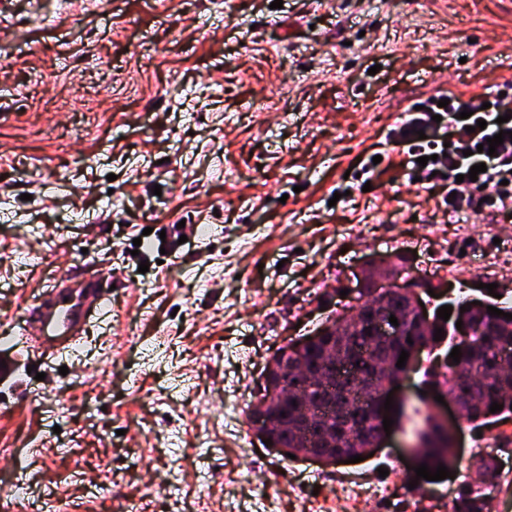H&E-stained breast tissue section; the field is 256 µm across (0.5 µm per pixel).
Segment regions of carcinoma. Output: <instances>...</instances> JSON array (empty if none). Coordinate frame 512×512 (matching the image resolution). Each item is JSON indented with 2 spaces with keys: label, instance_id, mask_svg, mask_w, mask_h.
Wrapping results in <instances>:
<instances>
[{
  "label": "carcinoma",
  "instance_id": "1",
  "mask_svg": "<svg viewBox=\"0 0 512 512\" xmlns=\"http://www.w3.org/2000/svg\"><path fill=\"white\" fill-rule=\"evenodd\" d=\"M452 313L446 321L433 316L434 322L430 335L425 340L437 348L441 342L434 340L435 329H442V339H450L448 349L460 347V362L455 363L444 354L443 362L437 369L425 372L424 383L448 390L459 402L462 419L474 426L493 424L504 415L512 416V355L505 357L501 350L512 349V320L504 316H494L487 308H468V302L451 303ZM467 307L461 311V307ZM392 312L402 318L401 342L397 346L384 349L383 362L391 369H397L396 363L401 351L410 347L407 338L419 335L414 320L410 317L407 300L396 297L390 302ZM462 320V327L471 331L469 336H449V329L456 328L457 320ZM371 320L366 319L352 328L338 327L321 336H313L307 344L290 343L278 348L274 357V365L268 370L265 394L262 399L269 402L265 407L257 406L251 410L255 415L262 411L275 410L288 415L293 421L295 406L279 400L276 391L286 382V366L295 361L305 363L309 368L321 374L304 389V401L317 412L309 426L303 431H271L268 437L277 448H286L291 454L299 448H334L336 456H341L344 449L336 446V428L339 421L348 423L344 441L349 443L348 449L357 451L363 447L365 430V405L353 385L336 374V365L326 360V352L336 350V357L348 360L364 381L363 395L370 394L374 389V381L381 377H373L374 362L378 360L375 347L372 346L368 330ZM502 405V409L492 413V403ZM417 415L420 422L414 430L419 435L430 422L427 411L421 405L409 403L405 405L402 417ZM421 462L427 464L429 470L436 471L438 465L453 464V459H445L444 449L425 448ZM488 497L480 488L471 484L463 485L458 497L455 498V512H487Z\"/></svg>",
  "mask_w": 512,
  "mask_h": 512
}]
</instances>
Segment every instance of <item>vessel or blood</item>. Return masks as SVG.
<instances>
[{
	"label": "vessel or blood",
	"instance_id": "vessel-or-blood-1",
	"mask_svg": "<svg viewBox=\"0 0 512 512\" xmlns=\"http://www.w3.org/2000/svg\"><path fill=\"white\" fill-rule=\"evenodd\" d=\"M109 304L97 280L76 276L48 282L27 307L26 317L40 328L43 354L62 355L75 348L93 315Z\"/></svg>",
	"mask_w": 512,
	"mask_h": 512
}]
</instances>
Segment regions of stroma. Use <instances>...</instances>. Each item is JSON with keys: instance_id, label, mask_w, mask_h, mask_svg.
<instances>
[{"instance_id": "1", "label": "stroma", "mask_w": 512, "mask_h": 512, "mask_svg": "<svg viewBox=\"0 0 512 512\" xmlns=\"http://www.w3.org/2000/svg\"><path fill=\"white\" fill-rule=\"evenodd\" d=\"M271 2L0 0V512H445L480 484L465 422L450 478L416 483L409 433L288 460L248 412L375 258L512 308V216L449 223L387 139L414 103L512 82V0ZM377 152L362 191L346 172ZM83 248L107 315L26 353V297Z\"/></svg>"}]
</instances>
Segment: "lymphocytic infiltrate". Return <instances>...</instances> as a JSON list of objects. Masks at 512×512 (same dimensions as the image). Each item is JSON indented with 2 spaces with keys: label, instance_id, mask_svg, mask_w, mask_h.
<instances>
[{
  "label": "lymphocytic infiltrate",
  "instance_id": "obj_1",
  "mask_svg": "<svg viewBox=\"0 0 512 512\" xmlns=\"http://www.w3.org/2000/svg\"><path fill=\"white\" fill-rule=\"evenodd\" d=\"M464 103L439 106L437 98L423 101L421 109L411 110L408 119L399 124L392 136L407 149V161L410 163V177L421 178L422 182L439 185L445 192L443 201L449 211L460 209L456 192L469 191L470 207H478L479 189H486L488 203L505 210L512 209V93L496 95L489 108L481 105L470 107L473 114L462 118ZM486 121L485 129H477L478 121ZM437 127L444 128L449 134V145L445 155H438L437 141L419 138V131H428ZM507 131L508 136L495 153L478 152L477 147L486 143L488 138ZM427 157V165H417L416 160ZM485 164L486 172L479 174L477 180H468L467 175L473 165Z\"/></svg>",
  "mask_w": 512,
  "mask_h": 512
}]
</instances>
